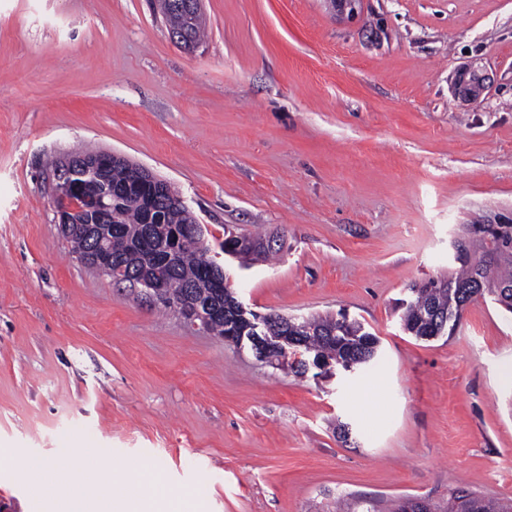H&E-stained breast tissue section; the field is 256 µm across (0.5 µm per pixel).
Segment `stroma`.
Segmentation results:
<instances>
[{
  "mask_svg": "<svg viewBox=\"0 0 512 512\" xmlns=\"http://www.w3.org/2000/svg\"><path fill=\"white\" fill-rule=\"evenodd\" d=\"M176 45L157 0H0V449L70 468L158 464L196 512H349L462 487L512 500V312L452 336L400 323L409 289L512 220V0H202ZM486 77L464 96V74ZM106 150L165 179L260 314L346 311L354 373L294 376L188 328L72 255L50 160ZM0 471V512L69 493ZM224 255L235 258H242L250 256L253 252L258 250V243L256 241L237 236L233 233L224 238Z\"/></svg>",
  "mask_w": 512,
  "mask_h": 512,
  "instance_id": "obj_1",
  "label": "stroma"
}]
</instances>
